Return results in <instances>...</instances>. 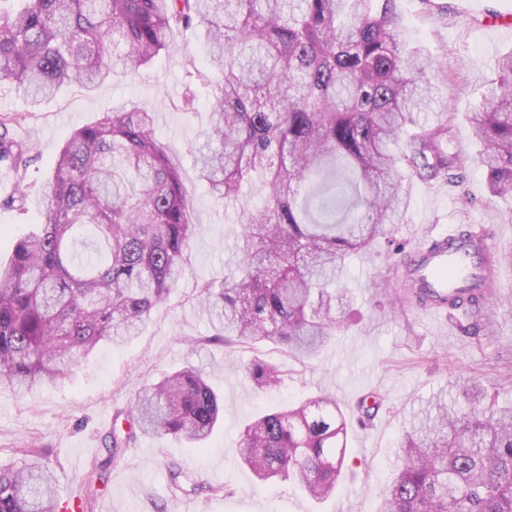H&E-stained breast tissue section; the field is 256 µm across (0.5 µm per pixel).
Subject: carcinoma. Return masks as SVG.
I'll return each mask as SVG.
<instances>
[{"instance_id":"obj_1","label":"carcinoma","mask_w":512,"mask_h":512,"mask_svg":"<svg viewBox=\"0 0 512 512\" xmlns=\"http://www.w3.org/2000/svg\"><path fill=\"white\" fill-rule=\"evenodd\" d=\"M203 31L205 64L220 75L199 179L215 199L262 184L234 260L200 286L215 335L227 347L273 343L316 356L335 335L345 259L403 222L402 181L458 185L461 158L433 111L432 59L409 39L396 0H0V78L36 105L72 83L93 87L134 75ZM494 99L470 116L489 196L512 201V53L499 61ZM201 72L185 60L183 108ZM0 117V164L21 172L31 146ZM155 112L109 107L66 140L35 232L0 267V388L70 376L103 342L139 335L184 270L197 224L180 170L155 135ZM416 130L407 151L398 140ZM512 266L496 251L480 273ZM474 323L492 314L476 296L448 300ZM245 375L261 391L282 371L256 358ZM383 400L357 408L365 425ZM221 417L203 373L186 366L143 388L113 417L112 458L145 436L200 449ZM348 424L336 398L318 396L245 424L240 462L260 482L298 486L322 502L336 494ZM400 464L377 512H512V403L464 413L437 397L403 435ZM186 494L224 492L169 467ZM52 472L37 449L0 466V512H58Z\"/></svg>"}]
</instances>
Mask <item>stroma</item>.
<instances>
[{"label":"stroma","instance_id":"stroma-1","mask_svg":"<svg viewBox=\"0 0 512 512\" xmlns=\"http://www.w3.org/2000/svg\"><path fill=\"white\" fill-rule=\"evenodd\" d=\"M413 41L432 56L453 147L466 155L461 186L446 181L405 180L408 209L370 252L352 256L344 273L349 306L337 309L341 328L322 353L301 359L267 344L252 350L212 340L209 317L195 302L201 284L219 279L242 227V212L261 206L260 185L235 204L215 201L200 184L189 149L206 128L210 91L201 89L197 110L181 107L184 58H204L197 30H181L175 46L141 70L88 90L77 85L36 109H28L15 87L0 79V112L20 116L18 138L33 147L25 176L0 166V262L36 224L47 203L46 182L69 134L98 119L108 107L136 105L155 111L156 135L180 168L198 233L183 277L168 301L156 307L139 336L121 345L99 346L64 382L33 392L0 389V462L17 461V449H45L59 501L77 495L91 466L105 463L106 481L84 512H376L380 495L397 465V448L413 417L450 383L478 382L487 398L512 400V267L498 273L490 336L463 332L465 317L431 318L407 306L388 315L381 304L394 298L395 269L434 232L451 224H476L495 249L512 246V223H493L486 204L484 174L472 162L476 149L468 120L498 80L497 60L512 51V28H489L491 17L512 13V0H398ZM25 197L4 206L15 186ZM261 358L279 367L278 393H260L241 366ZM193 364L202 368L224 403V416L206 452L160 438H144L113 465L109 449L112 415L130 408L136 392L166 373ZM375 391L383 405L369 426L353 419L360 393ZM326 392L348 413L345 476L336 496L318 503L289 483L257 485L238 461L236 448L245 421L258 412ZM215 486L216 494L187 497L172 490L169 465ZM228 493H221V486Z\"/></svg>","mask_w":512,"mask_h":512}]
</instances>
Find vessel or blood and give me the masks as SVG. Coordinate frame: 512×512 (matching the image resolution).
<instances>
[{"label": "vessel or blood", "instance_id": "vessel-or-blood-1", "mask_svg": "<svg viewBox=\"0 0 512 512\" xmlns=\"http://www.w3.org/2000/svg\"><path fill=\"white\" fill-rule=\"evenodd\" d=\"M492 252L487 238L471 241L453 228L423 243L409 261V274L417 287L432 297L426 315H441L442 297L456 291L462 273H478Z\"/></svg>", "mask_w": 512, "mask_h": 512}]
</instances>
